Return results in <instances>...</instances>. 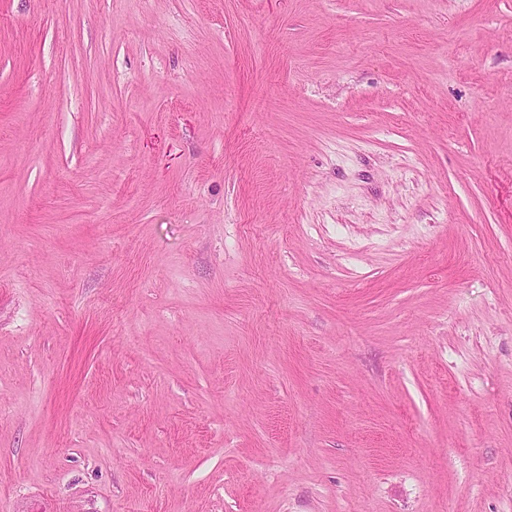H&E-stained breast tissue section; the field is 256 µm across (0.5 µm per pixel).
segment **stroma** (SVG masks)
<instances>
[{
	"mask_svg": "<svg viewBox=\"0 0 512 512\" xmlns=\"http://www.w3.org/2000/svg\"><path fill=\"white\" fill-rule=\"evenodd\" d=\"M0 512H512V0H0Z\"/></svg>",
	"mask_w": 512,
	"mask_h": 512,
	"instance_id": "1",
	"label": "stroma"
}]
</instances>
